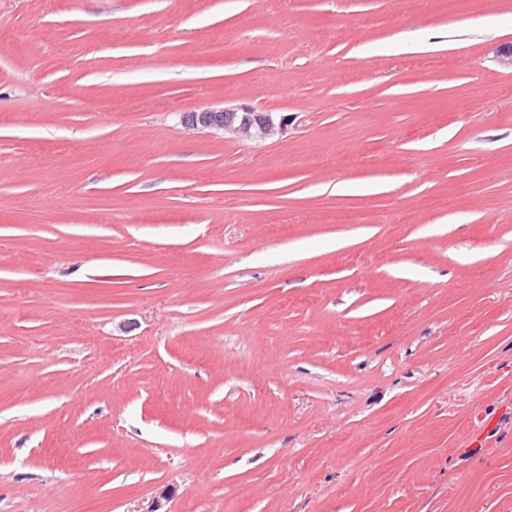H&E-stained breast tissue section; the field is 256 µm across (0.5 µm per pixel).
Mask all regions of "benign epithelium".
<instances>
[{"mask_svg": "<svg viewBox=\"0 0 512 512\" xmlns=\"http://www.w3.org/2000/svg\"><path fill=\"white\" fill-rule=\"evenodd\" d=\"M226 112L230 118L216 120L218 112ZM292 120L286 114L259 111L248 105L238 107L206 108L196 113L191 126L196 129L221 131L239 140L264 141L281 139L288 134Z\"/></svg>", "mask_w": 512, "mask_h": 512, "instance_id": "1", "label": "benign epithelium"}]
</instances>
